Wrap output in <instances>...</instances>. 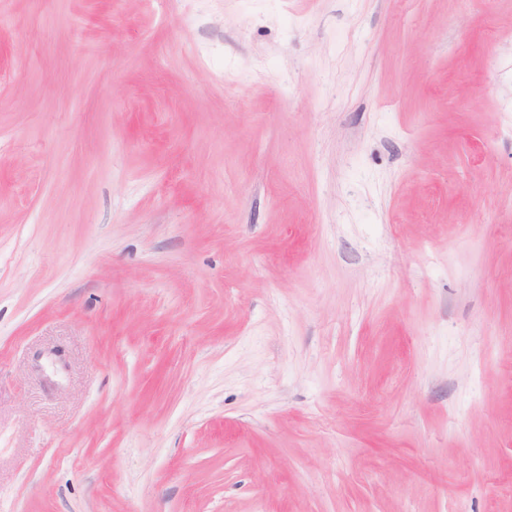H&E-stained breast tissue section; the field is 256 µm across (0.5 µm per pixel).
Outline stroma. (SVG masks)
<instances>
[{
    "instance_id": "stroma-1",
    "label": "stroma",
    "mask_w": 512,
    "mask_h": 512,
    "mask_svg": "<svg viewBox=\"0 0 512 512\" xmlns=\"http://www.w3.org/2000/svg\"><path fill=\"white\" fill-rule=\"evenodd\" d=\"M0 512H512V0H0Z\"/></svg>"
}]
</instances>
